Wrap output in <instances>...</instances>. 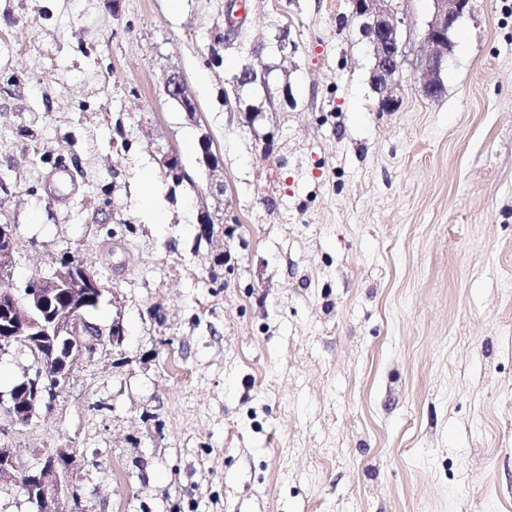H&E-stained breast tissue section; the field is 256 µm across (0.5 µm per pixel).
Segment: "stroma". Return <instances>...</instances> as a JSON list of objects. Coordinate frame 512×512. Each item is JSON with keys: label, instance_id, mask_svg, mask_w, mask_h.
Instances as JSON below:
<instances>
[{"label": "stroma", "instance_id": "35a3bbf8", "mask_svg": "<svg viewBox=\"0 0 512 512\" xmlns=\"http://www.w3.org/2000/svg\"><path fill=\"white\" fill-rule=\"evenodd\" d=\"M433 12L401 0L381 112L348 0H0L12 281L75 257L126 328L0 446L72 453L90 512H512V0L436 100ZM167 96L178 103L185 111H195V103L188 98L182 78L179 75H171L164 87Z\"/></svg>", "mask_w": 512, "mask_h": 512}]
</instances>
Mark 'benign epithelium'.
<instances>
[{
	"instance_id": "1",
	"label": "benign epithelium",
	"mask_w": 512,
	"mask_h": 512,
	"mask_svg": "<svg viewBox=\"0 0 512 512\" xmlns=\"http://www.w3.org/2000/svg\"><path fill=\"white\" fill-rule=\"evenodd\" d=\"M349 2L351 15L360 21V32L373 55L369 81L378 94V111L395 112L401 102L395 75L402 65V19L397 17V0ZM433 4L434 14L424 33L427 53L418 83L427 98L438 99L444 92L443 74L453 48L451 34L460 18L474 12L476 0H433ZM164 90L185 111H196L180 76H170ZM16 247L13 226L0 224V283L12 279ZM88 288L105 291L96 273L80 262L68 261L48 276L29 280L23 288L0 290V312L9 320L6 335L0 336V354L21 345L35 364L25 388L11 394L7 408L11 427L30 425L41 409L52 405L81 355L106 344H123L125 328L121 321H113L105 331L82 313ZM71 464L70 454L56 450L40 453L36 465L26 467L13 449L0 448V479L19 473V483L33 512H87L78 501L72 509L65 507Z\"/></svg>"
}]
</instances>
